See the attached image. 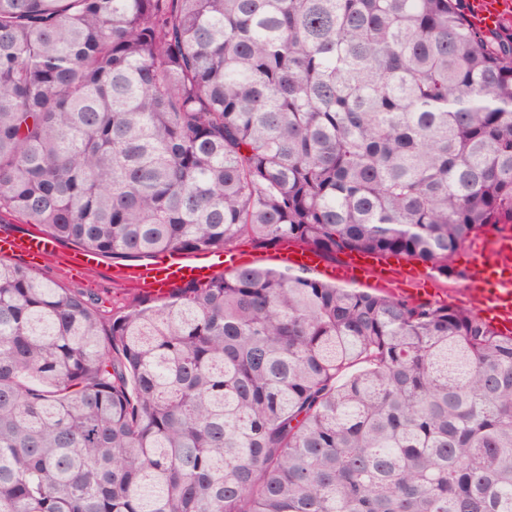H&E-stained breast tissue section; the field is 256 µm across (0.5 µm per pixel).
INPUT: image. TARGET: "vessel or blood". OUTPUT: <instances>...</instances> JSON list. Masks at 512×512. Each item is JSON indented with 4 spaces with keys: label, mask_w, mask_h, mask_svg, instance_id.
Returning <instances> with one entry per match:
<instances>
[{
    "label": "vessel or blood",
    "mask_w": 512,
    "mask_h": 512,
    "mask_svg": "<svg viewBox=\"0 0 512 512\" xmlns=\"http://www.w3.org/2000/svg\"><path fill=\"white\" fill-rule=\"evenodd\" d=\"M470 22L479 28H494L512 20V0H468ZM55 249L54 241L41 233L24 236L0 235V254L19 255L37 262ZM290 268L315 269L321 264L319 254L310 250L287 251L280 257ZM238 259L225 253L223 260H187L170 255L163 263L117 269V276L133 283L140 291L162 297L171 288L190 281L213 277L217 268L236 267ZM332 274L345 280L372 278L383 285L395 280L393 267L380 257L347 253L342 264L333 266ZM468 286L472 288L471 305L485 321L500 333L512 332V233H500L492 251L476 249L469 266Z\"/></svg>",
    "instance_id": "vessel-or-blood-1"
}]
</instances>
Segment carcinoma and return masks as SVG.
Listing matches in <instances>:
<instances>
[{
  "mask_svg": "<svg viewBox=\"0 0 512 512\" xmlns=\"http://www.w3.org/2000/svg\"><path fill=\"white\" fill-rule=\"evenodd\" d=\"M113 265L243 236L450 273L512 228L468 0H0V216ZM0 512H512V333L240 266L105 319L0 258Z\"/></svg>",
  "mask_w": 512,
  "mask_h": 512,
  "instance_id": "cac0c4a2",
  "label": "carcinoma"
}]
</instances>
